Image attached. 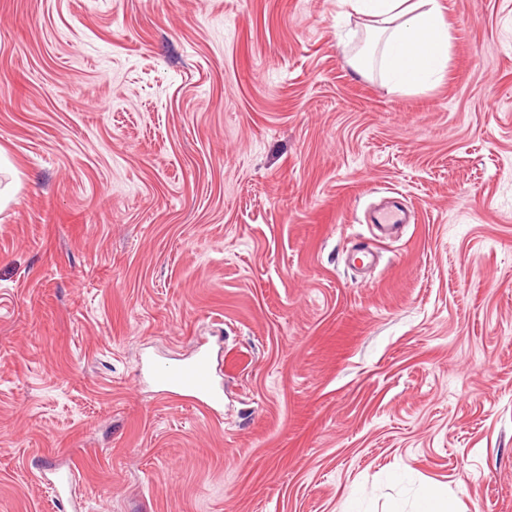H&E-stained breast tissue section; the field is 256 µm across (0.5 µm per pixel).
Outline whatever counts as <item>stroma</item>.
Instances as JSON below:
<instances>
[{
  "instance_id": "obj_1",
  "label": "stroma",
  "mask_w": 512,
  "mask_h": 512,
  "mask_svg": "<svg viewBox=\"0 0 512 512\" xmlns=\"http://www.w3.org/2000/svg\"><path fill=\"white\" fill-rule=\"evenodd\" d=\"M439 5L394 92L339 0H0V512H512V0ZM149 375L163 394L177 397L199 409L211 411L222 402L224 389L216 383L207 351H200L186 363L152 364ZM417 512H454L444 491L435 485L422 489Z\"/></svg>"
}]
</instances>
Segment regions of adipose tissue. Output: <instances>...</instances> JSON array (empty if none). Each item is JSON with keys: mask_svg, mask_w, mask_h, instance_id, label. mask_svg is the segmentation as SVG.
<instances>
[{"mask_svg": "<svg viewBox=\"0 0 512 512\" xmlns=\"http://www.w3.org/2000/svg\"><path fill=\"white\" fill-rule=\"evenodd\" d=\"M364 20L367 49L352 65L358 72L380 68L394 89L432 87L448 68L451 35L437 0H342Z\"/></svg>", "mask_w": 512, "mask_h": 512, "instance_id": "obj_1", "label": "adipose tissue"}]
</instances>
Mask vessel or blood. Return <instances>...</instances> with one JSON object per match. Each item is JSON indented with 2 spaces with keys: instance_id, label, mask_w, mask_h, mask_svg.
<instances>
[{
  "instance_id": "b4317fda",
  "label": "vessel or blood",
  "mask_w": 512,
  "mask_h": 512,
  "mask_svg": "<svg viewBox=\"0 0 512 512\" xmlns=\"http://www.w3.org/2000/svg\"><path fill=\"white\" fill-rule=\"evenodd\" d=\"M149 375L163 394L177 397L197 408L210 411L222 402L224 389L215 380L208 352H199L186 363L152 364Z\"/></svg>"
}]
</instances>
